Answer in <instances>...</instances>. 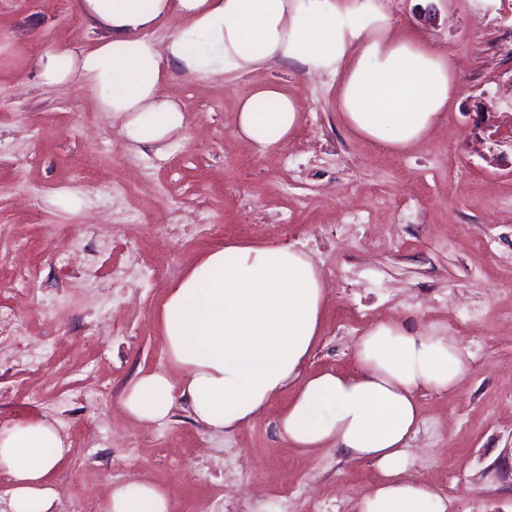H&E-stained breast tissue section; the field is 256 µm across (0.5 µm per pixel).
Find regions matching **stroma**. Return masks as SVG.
<instances>
[{"instance_id":"35a3bbf8","label":"stroma","mask_w":512,"mask_h":512,"mask_svg":"<svg viewBox=\"0 0 512 512\" xmlns=\"http://www.w3.org/2000/svg\"><path fill=\"white\" fill-rule=\"evenodd\" d=\"M373 3L394 35L448 58L456 95L419 144H372L346 125L337 76L272 62L204 81L173 72L162 91L185 125L159 156L91 96L41 84L46 44L90 50L106 36L74 0H0V312L26 324L0 335V430L56 425L61 512H100L129 480L193 512H309L314 499L357 512L373 465L279 440L288 393L224 434L180 405L155 424L123 410L136 376L178 374L159 318L169 289L233 242L291 244L319 269L326 303L307 371L352 369L379 322L454 336L470 371L457 390L421 392L411 474L448 512H512V0ZM266 84L295 99L300 124L263 150L238 138L235 115ZM150 208L155 223H131ZM201 222L216 233L198 238ZM74 239L82 250L67 252Z\"/></svg>"}]
</instances>
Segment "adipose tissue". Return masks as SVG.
I'll list each match as a JSON object with an SVG mask.
<instances>
[{"mask_svg": "<svg viewBox=\"0 0 512 512\" xmlns=\"http://www.w3.org/2000/svg\"><path fill=\"white\" fill-rule=\"evenodd\" d=\"M109 36L90 51L54 44L38 58L41 82L94 97L129 143L163 151L184 125L180 103L160 92L171 69L204 79L293 61L313 72H342L338 104L359 134L390 150L408 149L448 110L455 92L448 59L392 36L370 0H77ZM172 17L184 28L165 45L148 29ZM294 99L265 85L241 100L236 129L271 149L298 126ZM326 291L320 272L293 246L229 244L208 253L171 289L162 307L167 353L180 381L140 375L124 410L156 423L184 399L215 432L250 423L272 398L293 389L276 419L280 438L307 452L330 447L371 461L380 479L359 512H448V499L410 478L409 444L419 433V395L450 391L469 363L457 341L404 323H379L356 345L349 372L304 374L317 342ZM65 453L47 421L0 432V469L10 474L13 512H55L49 474ZM103 512H172L167 493L145 482L114 486Z\"/></svg>", "mask_w": 512, "mask_h": 512, "instance_id": "adipose-tissue-1", "label": "adipose tissue"}]
</instances>
